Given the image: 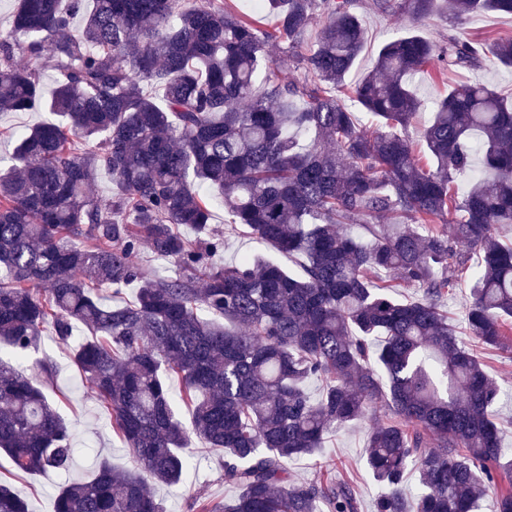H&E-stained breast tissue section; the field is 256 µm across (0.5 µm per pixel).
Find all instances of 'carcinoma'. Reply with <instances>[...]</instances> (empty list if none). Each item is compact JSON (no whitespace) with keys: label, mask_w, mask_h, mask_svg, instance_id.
Wrapping results in <instances>:
<instances>
[{"label":"carcinoma","mask_w":512,"mask_h":512,"mask_svg":"<svg viewBox=\"0 0 512 512\" xmlns=\"http://www.w3.org/2000/svg\"><path fill=\"white\" fill-rule=\"evenodd\" d=\"M349 3L262 0L276 24L261 30L224 0H18L0 37V112L59 120L16 133L13 164L0 170V351L22 358L51 327L136 462L101 460L93 477L60 487L55 512H164L148 483L182 481L192 434L224 452V480L239 489L224 503L195 500V512H358L351 484L296 485L288 461L381 414L366 458L376 512H474L502 478L497 512H512V455L491 417L499 386L444 313L473 251L471 334L512 350V246L498 235L512 224V101L483 83L448 87L423 130L426 168L406 135L423 110L416 71L512 68V39L436 42L409 30L348 88L366 42ZM371 7L416 21L512 15V0ZM282 43L303 78L283 76L270 51ZM347 99L375 125L358 126ZM477 154L483 173L455 191ZM102 171L114 186L106 200L89 192ZM214 198L226 223L301 257L302 276L258 256L215 263ZM361 219L373 223L368 241L351 231ZM145 243L172 273L143 267ZM393 276L421 298L372 287ZM130 287L131 303L104 298ZM78 324L89 335H74ZM318 377L327 385L313 400L305 382ZM73 442L38 382L0 358V453L22 472H65ZM0 512H29L5 483Z\"/></svg>","instance_id":"cac0c4a2"}]
</instances>
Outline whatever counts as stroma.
<instances>
[{
    "label": "stroma",
    "mask_w": 512,
    "mask_h": 512,
    "mask_svg": "<svg viewBox=\"0 0 512 512\" xmlns=\"http://www.w3.org/2000/svg\"><path fill=\"white\" fill-rule=\"evenodd\" d=\"M366 4L367 0H351L350 3L351 10L362 19L367 29V43L350 74L354 80L371 67L378 47L386 39L410 27L417 28L420 34L435 41L441 40L452 29L462 37L489 42L512 38V16L479 12L459 26L452 20L437 17L416 24L406 14H377L369 11ZM451 80V75L441 74L433 66L413 77L412 87L427 110L420 113L410 127L412 138H419L431 117L429 105L447 89ZM53 118V113L45 111L0 112V166L6 167L12 162L17 131ZM211 225L224 235L220 262L231 265L246 254L262 255L289 272H297L293 259L273 246L257 241L243 226L226 223L222 203L213 204ZM480 357L485 371L500 388L499 398L493 407L494 417L501 429L504 447L512 449V354L497 348H484ZM37 360L52 365V376L43 382L45 392L75 433L72 466L64 476L52 471L23 473L14 468L7 456L1 455L0 481L9 484L27 500L30 512H54L55 497L64 478H89L105 458L114 468L121 470L132 468L133 461L122 439L113 432L109 416L96 400L91 384L72 362L67 349L59 344L52 329H44L37 350L16 361L15 366L29 375ZM367 437L368 427L363 423L327 434L316 454L289 462L291 479L306 486L320 485L332 479L348 481L360 500V512H374L380 489L365 464ZM188 447L191 465L183 482L176 486L154 485L150 488L151 494L162 502L165 512H193V502L197 497L224 502L237 493L236 488L224 481L223 452L210 448L196 437L190 439Z\"/></svg>",
    "instance_id": "1"
}]
</instances>
